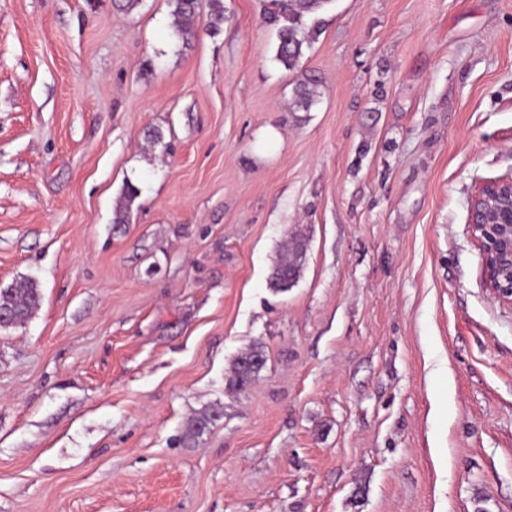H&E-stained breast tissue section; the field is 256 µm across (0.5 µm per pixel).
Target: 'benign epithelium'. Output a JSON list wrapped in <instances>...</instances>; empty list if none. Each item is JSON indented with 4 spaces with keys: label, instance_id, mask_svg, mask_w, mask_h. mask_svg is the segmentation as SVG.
Listing matches in <instances>:
<instances>
[{
    "label": "benign epithelium",
    "instance_id": "obj_1",
    "mask_svg": "<svg viewBox=\"0 0 512 512\" xmlns=\"http://www.w3.org/2000/svg\"><path fill=\"white\" fill-rule=\"evenodd\" d=\"M470 238L481 258L482 281L499 303L512 306V178L477 183L469 197Z\"/></svg>",
    "mask_w": 512,
    "mask_h": 512
}]
</instances>
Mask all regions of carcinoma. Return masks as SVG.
<instances>
[{"instance_id":"carcinoma-1","label":"carcinoma","mask_w":512,"mask_h":512,"mask_svg":"<svg viewBox=\"0 0 512 512\" xmlns=\"http://www.w3.org/2000/svg\"><path fill=\"white\" fill-rule=\"evenodd\" d=\"M333 0H270L264 10V18L274 30L276 37L275 60L285 69H298L305 56L322 30L319 12ZM171 16L176 32L187 39L195 35V22L199 14V0H169ZM320 97L319 81L313 76H305L293 90L291 111L308 112ZM139 196V188L128 183L124 187L127 205L115 209L113 223L127 224L130 221L129 203ZM306 255V244L301 238H293L280 252L269 276L270 287L275 291L286 292L299 279ZM41 292L33 283L17 288L0 289V310L9 314L13 326L24 324L39 307ZM265 361L262 351L253 348L240 355L232 369L229 386L242 389L249 385L260 369L247 365L251 358ZM218 417L215 411H205L192 418L186 425L182 441L192 446L205 433L209 425Z\"/></svg>"}]
</instances>
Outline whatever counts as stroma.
<instances>
[{
	"instance_id": "1",
	"label": "stroma",
	"mask_w": 512,
	"mask_h": 512,
	"mask_svg": "<svg viewBox=\"0 0 512 512\" xmlns=\"http://www.w3.org/2000/svg\"><path fill=\"white\" fill-rule=\"evenodd\" d=\"M222 3L186 41L168 0H0V288L42 295L0 330V512H512L467 223L512 175V0H333L294 72ZM320 97L319 81L314 76H305L298 81L293 90L291 111L308 112L318 102ZM306 255V244L302 238H292L280 252L269 276L270 288L285 292L299 279ZM253 357L258 358L261 361V364L258 360H254L251 363V366L256 369L247 365V362ZM259 364L260 366L258 367ZM264 365L265 358L263 353L257 348H252L249 352L241 354L233 365L232 375L229 378V386L237 389H243L254 380ZM218 417L216 411H205L202 414L192 418L186 425L182 435V441L188 446H192L205 433L209 425Z\"/></svg>"
}]
</instances>
